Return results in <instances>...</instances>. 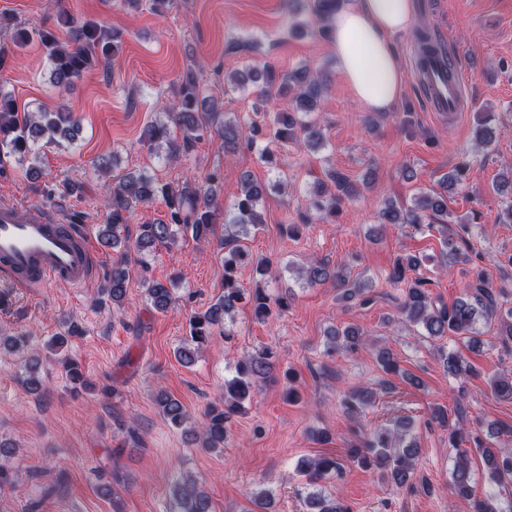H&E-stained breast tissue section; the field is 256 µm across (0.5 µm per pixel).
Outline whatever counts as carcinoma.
I'll list each match as a JSON object with an SVG mask.
<instances>
[{
  "label": "carcinoma",
  "instance_id": "obj_1",
  "mask_svg": "<svg viewBox=\"0 0 512 512\" xmlns=\"http://www.w3.org/2000/svg\"><path fill=\"white\" fill-rule=\"evenodd\" d=\"M310 14L318 24L319 32L329 36L328 24L340 8L343 0H307ZM12 44L23 49L33 43L39 44L51 65V81L57 87H68L80 78L84 71L107 61L117 52L118 34L92 20H78L69 14L60 17L58 28L38 24L12 25L9 34ZM231 83H252L259 86L256 92L255 112L265 111L266 103L273 94L278 96L293 93L291 111L277 112L268 125L255 120H232L223 107L209 102L192 70L182 76L178 88V100L164 108V120L150 124L145 132V144L155 155L166 161H177L186 156L195 144L213 134L221 139L224 154H234L241 149L256 151L261 159L274 171L280 170L275 146L289 141L306 151L317 153L326 146L321 126L314 117L319 102L330 81L329 72L321 68L315 72L298 68L283 74L272 67H250L236 75L227 76ZM492 114H487L477 129L474 141L479 148L488 150L496 138V129L491 125ZM77 126L67 108L60 106L54 112L38 111L19 113L13 92L0 85V161L12 159L27 166V172H37L41 164L42 145L75 141ZM460 169L444 177L441 190H423L416 197L415 206L403 209L393 202L384 201L377 217L380 225L424 224L426 220H445L448 211V192L460 185ZM327 181L318 180L309 191L308 212L300 217L301 224L286 225V233L297 237L300 227L315 220L336 216L342 207L360 195L356 180L339 170L326 174ZM224 185V171L216 168L203 179L185 180L181 183L160 182L142 172H128L118 176L106 195L108 206L107 223L98 226L97 240L101 247L118 253L112 269L104 277L101 302L111 301L113 311L122 309L129 280L127 259L131 252L144 253L158 245L175 244L179 238L190 236L195 240H206L216 235L218 226H224L221 245L224 249V292L205 312L190 317L189 335L184 337L175 350V357L183 364L194 362L199 350L207 345L215 330L228 320H233L240 305L250 306L254 314L268 318L273 311L288 310L290 297L271 296L264 288L248 290L238 280V270L244 265L254 268L260 277H266L271 263L257 257L244 245L251 231L264 223L261 202L272 187L282 191L288 189V178L279 174L272 186L259 183L249 175L240 179V193L231 210L221 211L217 205V191ZM162 199L168 209V219L157 224H143L136 238L122 234L132 213L140 204ZM442 239L439 266L471 262L466 251V235L471 227L461 225V234L448 236L447 225H441ZM423 258L414 254L400 256L389 276L395 285L405 286L399 314L413 326H420L434 339L453 336L471 346L479 343L477 320L498 323L504 341H512V306L500 300L484 272L480 271L468 283L464 296L452 305L437 303L432 297L431 282L421 275ZM302 277L310 287L323 285L331 280L344 288L342 298L350 299L361 294L357 286H348V280L336 273L327 264L313 263L302 270ZM175 280L169 285L158 281L148 283L145 295L150 306L165 312L174 302ZM331 348L341 347L355 350L363 343L361 333L351 326L335 327L328 332ZM272 349L263 347L237 361L233 376L224 381V394L207 405L199 442L205 449L224 446L228 437V421L241 410V405L251 397L256 378L271 369ZM443 365L449 375L460 378L470 373V366L463 357L449 352L442 355ZM39 359L28 356L24 360V382L31 391L44 389L37 375ZM154 401L165 419L174 428L186 420L184 406L167 392L159 391ZM432 421L448 429L450 446L457 451L452 475L453 494L471 498L475 512H498L496 493L489 492L479 497L475 493L477 480L470 466L469 453L481 456L489 483L497 488L512 484V450L491 448L478 436L463 433V429L451 424L448 411L435 407L430 411ZM414 420L403 416L394 421V428L379 425L360 444L347 449L350 460L381 470L391 484L397 487L413 485L415 463L418 455L416 443L400 447L402 434L413 427ZM340 463L333 456L319 455L303 462L300 473L306 477L305 498L310 512H349V508L334 499H325L314 490L317 484L336 474ZM171 495L177 506L174 512H211V500L201 488V482L193 477L172 486Z\"/></svg>",
  "mask_w": 512,
  "mask_h": 512
}]
</instances>
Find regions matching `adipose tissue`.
Wrapping results in <instances>:
<instances>
[{"mask_svg": "<svg viewBox=\"0 0 512 512\" xmlns=\"http://www.w3.org/2000/svg\"><path fill=\"white\" fill-rule=\"evenodd\" d=\"M415 20V0H348L329 22L331 50L354 97L366 110L390 111L404 74L396 36Z\"/></svg>", "mask_w": 512, "mask_h": 512, "instance_id": "1", "label": "adipose tissue"}]
</instances>
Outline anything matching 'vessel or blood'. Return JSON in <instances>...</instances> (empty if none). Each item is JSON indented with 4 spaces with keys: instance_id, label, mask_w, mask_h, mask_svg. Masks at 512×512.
I'll return each instance as SVG.
<instances>
[{
    "instance_id": "vessel-or-blood-1",
    "label": "vessel or blood",
    "mask_w": 512,
    "mask_h": 512,
    "mask_svg": "<svg viewBox=\"0 0 512 512\" xmlns=\"http://www.w3.org/2000/svg\"><path fill=\"white\" fill-rule=\"evenodd\" d=\"M416 76L426 88L434 111H466L463 81L434 60L420 64ZM89 234L63 223L49 210L39 212L9 201L0 202V277L21 288L65 283L91 284L97 274Z\"/></svg>"
}]
</instances>
